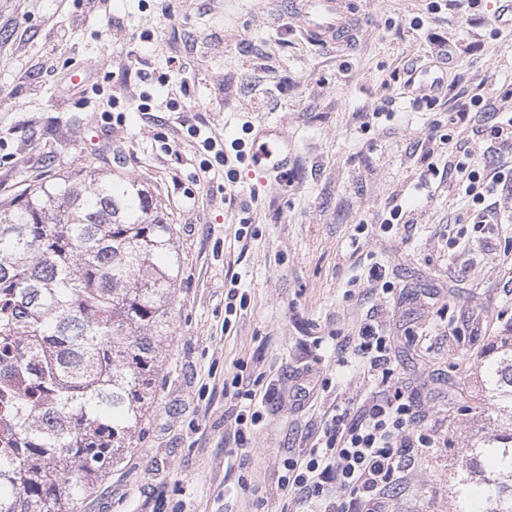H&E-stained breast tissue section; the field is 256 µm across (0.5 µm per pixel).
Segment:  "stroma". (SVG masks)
<instances>
[{"label":"stroma","instance_id":"1","mask_svg":"<svg viewBox=\"0 0 512 512\" xmlns=\"http://www.w3.org/2000/svg\"><path fill=\"white\" fill-rule=\"evenodd\" d=\"M429 2L371 0L355 46L340 52L306 40L276 0H0V198L93 156L159 195L174 229L176 303L156 399L87 512H307L282 487L283 461L337 408L370 396L337 340L373 312L424 426L448 431L390 489L386 510L455 512L458 459L477 429L503 422L474 373L512 316V229L483 239L463 223L450 150L425 138L462 96L512 113V19L504 0L464 12L452 2L443 16ZM415 69L439 84L391 78ZM424 95L434 108L416 106ZM384 102L392 118L362 127L361 113ZM191 124L226 144L248 126L273 129L288 163L262 183L242 164L232 182L225 167L203 172ZM396 199L410 203L409 224L381 231ZM376 261L389 266L390 294L364 278ZM229 271L249 304L228 323ZM239 360L279 390L242 448L224 397Z\"/></svg>","mask_w":512,"mask_h":512}]
</instances>
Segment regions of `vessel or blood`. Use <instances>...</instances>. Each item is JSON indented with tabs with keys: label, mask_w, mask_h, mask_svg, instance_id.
Wrapping results in <instances>:
<instances>
[{
	"label": "vessel or blood",
	"mask_w": 512,
	"mask_h": 512,
	"mask_svg": "<svg viewBox=\"0 0 512 512\" xmlns=\"http://www.w3.org/2000/svg\"><path fill=\"white\" fill-rule=\"evenodd\" d=\"M360 6L357 0H293L292 12L301 30L312 41L348 43L354 35ZM288 145L278 134L256 132L249 154V167L267 172L285 166Z\"/></svg>",
	"instance_id": "obj_1"
}]
</instances>
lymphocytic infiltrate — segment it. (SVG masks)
Here are the masks:
<instances>
[{
  "instance_id": "obj_1",
  "label": "lymphocytic infiltrate",
  "mask_w": 512,
  "mask_h": 512,
  "mask_svg": "<svg viewBox=\"0 0 512 512\" xmlns=\"http://www.w3.org/2000/svg\"><path fill=\"white\" fill-rule=\"evenodd\" d=\"M475 107L483 110L482 131L496 152L511 158L512 116L473 97L459 105L456 119L467 120ZM455 153L453 170L471 203L468 218L477 231L488 232L506 217L499 199L512 195V168L480 166L462 144L456 145ZM352 342L374 392L356 410L337 411L317 443L285 460L282 485L290 496L321 512H385L388 491L401 482L411 462L439 446L444 433L418 426L419 414L392 367L391 339L383 325L366 319ZM235 368L230 382L236 409L234 442L241 448L277 399L278 390L272 384L260 391L250 388L244 382L243 362H236Z\"/></svg>"
}]
</instances>
